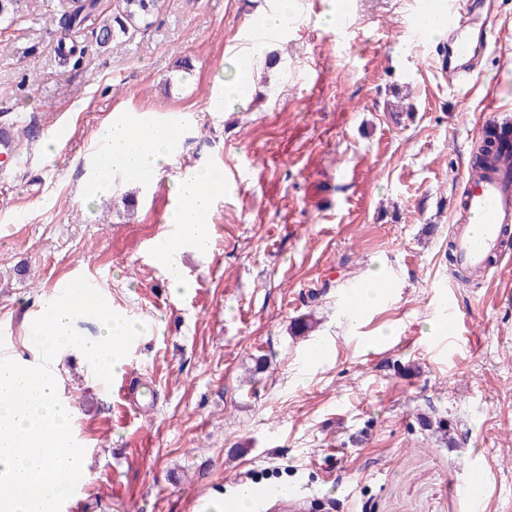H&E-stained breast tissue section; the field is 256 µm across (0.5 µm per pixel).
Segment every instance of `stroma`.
Instances as JSON below:
<instances>
[{
  "instance_id": "obj_1",
  "label": "stroma",
  "mask_w": 512,
  "mask_h": 512,
  "mask_svg": "<svg viewBox=\"0 0 512 512\" xmlns=\"http://www.w3.org/2000/svg\"><path fill=\"white\" fill-rule=\"evenodd\" d=\"M349 2L339 32L327 0H297L256 48L243 34L278 0H169L103 47L88 21L71 37L76 68L48 23L59 0H20L0 21V122H17L23 148L0 171V350L36 358L41 303L80 269L145 326L122 375L153 386L148 412L60 357L85 437L78 512H207L243 482L289 485L321 512H512V255L467 286L448 262L490 105L512 119V0H493L482 70L459 89L434 47L409 42L413 0ZM241 66L251 94L211 111ZM129 112L197 121L150 182L116 179L85 201L95 133ZM57 127L69 139L50 157ZM214 164L213 249L178 253L176 293L142 257L181 171ZM376 271L391 286L356 316L343 296ZM444 301L463 323L442 344ZM423 415L449 421L455 446Z\"/></svg>"
}]
</instances>
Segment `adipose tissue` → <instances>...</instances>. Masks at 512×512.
Returning a JSON list of instances; mask_svg holds the SVG:
<instances>
[{
	"label": "adipose tissue",
	"mask_w": 512,
	"mask_h": 512,
	"mask_svg": "<svg viewBox=\"0 0 512 512\" xmlns=\"http://www.w3.org/2000/svg\"><path fill=\"white\" fill-rule=\"evenodd\" d=\"M96 137L106 167L151 178L168 164L176 131L162 122H134L116 116L98 129ZM218 182L214 170L197 169L174 186L175 196L185 199L186 204L174 209L170 219L189 229L192 244L201 253L209 246L203 218L212 208Z\"/></svg>",
	"instance_id": "ef3b65f1"
}]
</instances>
